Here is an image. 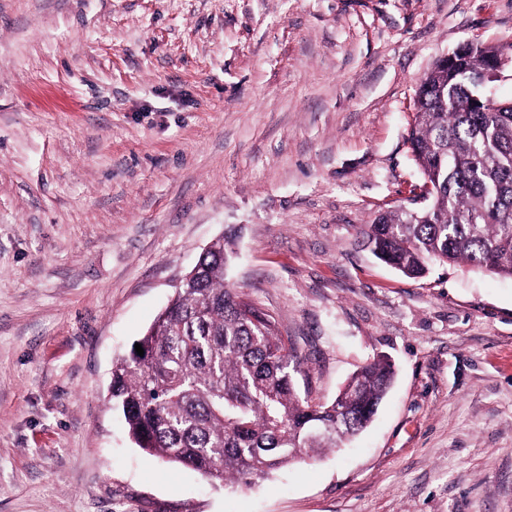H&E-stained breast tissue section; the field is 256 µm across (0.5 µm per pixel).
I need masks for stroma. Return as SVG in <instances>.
Segmentation results:
<instances>
[{
	"label": "stroma",
	"instance_id": "stroma-1",
	"mask_svg": "<svg viewBox=\"0 0 512 512\" xmlns=\"http://www.w3.org/2000/svg\"><path fill=\"white\" fill-rule=\"evenodd\" d=\"M469 41L512 47V0H0V512H512V279L359 234L424 207L416 87ZM226 235L302 398L395 368L364 431L249 486L108 402Z\"/></svg>",
	"mask_w": 512,
	"mask_h": 512
}]
</instances>
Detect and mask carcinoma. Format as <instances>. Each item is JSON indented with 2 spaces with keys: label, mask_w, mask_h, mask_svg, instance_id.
<instances>
[{
  "label": "carcinoma",
  "mask_w": 512,
  "mask_h": 512,
  "mask_svg": "<svg viewBox=\"0 0 512 512\" xmlns=\"http://www.w3.org/2000/svg\"><path fill=\"white\" fill-rule=\"evenodd\" d=\"M498 49L460 48L416 89L408 141L424 183L420 210L387 211L362 230L373 254L409 278L432 263L512 277V105L471 101ZM234 243L200 254L146 333L144 356L112 366L110 394L134 444L209 479L248 485L303 455L338 448L372 420L391 386L385 357L358 368L330 404L301 398L303 361L275 319L224 282Z\"/></svg>",
  "instance_id": "1"
}]
</instances>
